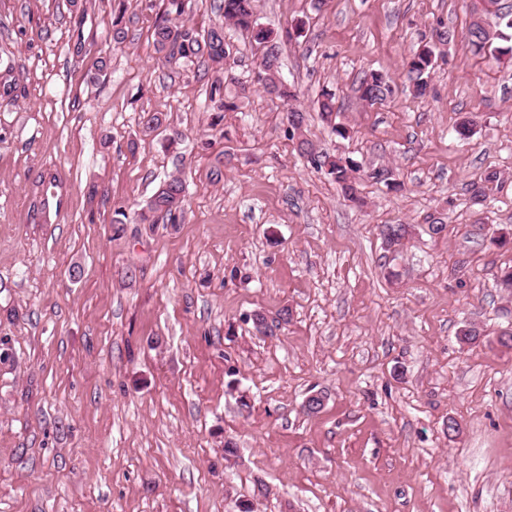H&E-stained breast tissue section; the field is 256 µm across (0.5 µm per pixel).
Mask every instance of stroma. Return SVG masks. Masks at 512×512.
Instances as JSON below:
<instances>
[{"label": "stroma", "mask_w": 512, "mask_h": 512, "mask_svg": "<svg viewBox=\"0 0 512 512\" xmlns=\"http://www.w3.org/2000/svg\"><path fill=\"white\" fill-rule=\"evenodd\" d=\"M113 5L0 0L18 83L0 99V512H512V61L472 53L469 0H256L260 26L303 28L280 46L298 96L253 83L258 54L226 28L251 90L227 86L216 126L206 79L156 61L161 0H125L118 50ZM425 44L418 98L405 65ZM371 71L392 93L367 107ZM292 106L318 152L390 166L401 190L363 175V205L344 199L295 151ZM171 176L181 223L131 220ZM386 224L410 225L402 252ZM256 312L290 320L259 336ZM435 56L433 51H429L428 56H420L418 62H413L406 67L407 79L412 83L415 95L424 97L427 93L428 79L434 68Z\"/></svg>", "instance_id": "stroma-1"}]
</instances>
